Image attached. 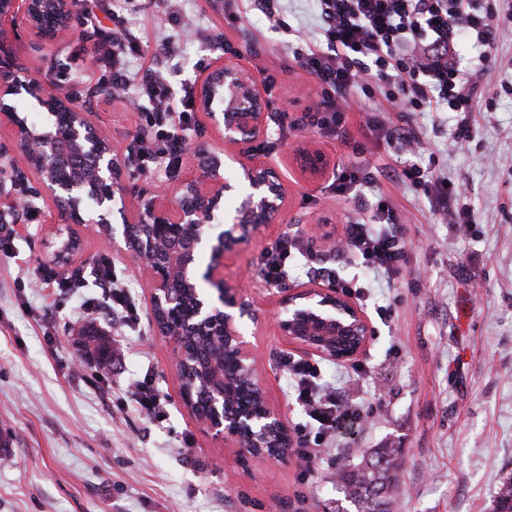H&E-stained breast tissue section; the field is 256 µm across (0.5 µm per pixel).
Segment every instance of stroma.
<instances>
[{"label":"stroma","mask_w":512,"mask_h":512,"mask_svg":"<svg viewBox=\"0 0 512 512\" xmlns=\"http://www.w3.org/2000/svg\"><path fill=\"white\" fill-rule=\"evenodd\" d=\"M87 3V24L72 25L60 42H42L22 20L9 30L5 48L30 78H55L65 62L69 93L81 98L102 75L98 48L130 44L178 111L217 58L242 54L275 108L287 110L264 151L288 189V221L324 220L345 237L355 200L337 196L328 180L303 181L292 163L297 126L322 102L320 80L292 57L295 32L271 28L257 11L241 29L212 0ZM509 75L510 28L499 32L496 59L480 79L497 92L496 107L475 113L470 139L457 138L441 112L392 114L394 125L420 131L411 154L373 136L363 113H349L352 136L384 168L378 188L395 205L404 262L396 276L372 277L347 250L314 247L288 261L292 284L307 281L309 268L328 267L337 280L372 288L362 303L366 350L348 363L318 362L323 387L370 418L347 424L311 466L293 447L278 460L239 457L196 422L181 400L172 350L154 331L145 278L132 258L113 256L97 227H80L82 261L52 267L46 284L33 268L61 221L54 204L41 206L39 223H0L10 246L0 253V512H324L337 498L342 462L384 446L400 451L391 512H493L512 477V95L498 91ZM126 99L116 88L90 105L121 153L140 133ZM407 160L464 185L472 224L446 223L435 190L395 182L393 170ZM275 245L272 231L240 245L224 278L243 288L264 322L256 347L269 369L259 381L296 441L308 417L279 359L301 354L280 336L274 288L258 274ZM104 257L136 307L133 318L103 296L94 269ZM80 327L111 343L107 369L76 361ZM137 380L161 396L162 417L135 406Z\"/></svg>","instance_id":"obj_1"}]
</instances>
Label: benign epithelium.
<instances>
[{
	"instance_id": "1",
	"label": "benign epithelium",
	"mask_w": 512,
	"mask_h": 512,
	"mask_svg": "<svg viewBox=\"0 0 512 512\" xmlns=\"http://www.w3.org/2000/svg\"><path fill=\"white\" fill-rule=\"evenodd\" d=\"M73 0H0V35L4 28L25 19L43 36L39 16L51 9L61 20L54 40L67 36ZM26 98L55 114L64 112V128L52 124L34 128L8 99ZM224 148L195 152L190 175L161 191H145L128 204L122 185L118 154L94 124L90 113L54 91L51 85L28 78L0 42V130H9L13 141L0 143V221H23L37 200L46 197L65 211L68 223L58 224L50 236V261L70 266L80 255V237L75 226L93 224L117 256H128L138 264L149 288L152 315L166 309L179 317L175 326L154 323L156 335L172 347L177 373L191 366L205 370L207 412L196 413L191 398L183 397L189 411L214 437L258 461L283 456L288 447L264 450L268 434L276 430L288 435L282 414L267 400L257 384L258 361L254 344L242 330V320L254 325L252 335L263 324L244 299L241 289L224 280V260L240 245L271 227L288 229L283 223L288 190L277 167L266 160L260 144L271 136L273 112L266 91L241 55L219 58L206 75L199 96ZM87 163V173L74 177L65 168L62 152ZM294 161L308 181L315 182L333 172V159L313 141L303 139L294 148ZM36 172L40 187L28 185L25 169ZM239 194L232 222L225 223L224 197ZM90 199L94 210L87 214L83 202ZM122 220L116 237L112 211ZM210 249L209 262L199 260L200 248ZM180 284L194 289V305L185 310ZM279 308L274 319L281 336L295 349L323 358L348 361L363 352L371 336L369 320L351 296L335 285L312 281L296 288H280ZM198 333L218 336L224 353L232 354L256 382L261 407L244 411L231 403L223 362L202 360L199 352L185 347L183 338Z\"/></svg>"
}]
</instances>
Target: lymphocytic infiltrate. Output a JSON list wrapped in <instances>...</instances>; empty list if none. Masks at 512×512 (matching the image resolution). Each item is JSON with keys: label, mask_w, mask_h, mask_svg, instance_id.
I'll use <instances>...</instances> for the list:
<instances>
[{"label": "lymphocytic infiltrate", "mask_w": 512, "mask_h": 512, "mask_svg": "<svg viewBox=\"0 0 512 512\" xmlns=\"http://www.w3.org/2000/svg\"><path fill=\"white\" fill-rule=\"evenodd\" d=\"M304 12L310 25L300 31L301 46L293 56L319 78L324 105L307 114V127L347 139V113L362 112L378 137L409 151L419 136L392 125L391 113L444 112L455 121L458 136L466 138L470 114L492 110L494 100L480 90L477 76L489 68L500 28L512 25V0H309ZM464 40L482 47L466 66L459 61ZM108 77L161 103L143 115L152 132L151 148L130 144L126 165L142 170L159 159L169 170L178 169L191 131L190 112L175 115L163 108L161 82L139 77L128 61L113 60ZM375 183L360 161L337 170L330 187L338 196L357 200ZM374 197L370 216L349 223L347 244L368 271L392 275L403 254L393 232L397 215L382 192L375 190ZM319 375V367L307 361L295 362L289 372L315 430L298 450L306 461L320 456L336 430L354 417L349 403L320 385Z\"/></svg>", "instance_id": "1"}]
</instances>
